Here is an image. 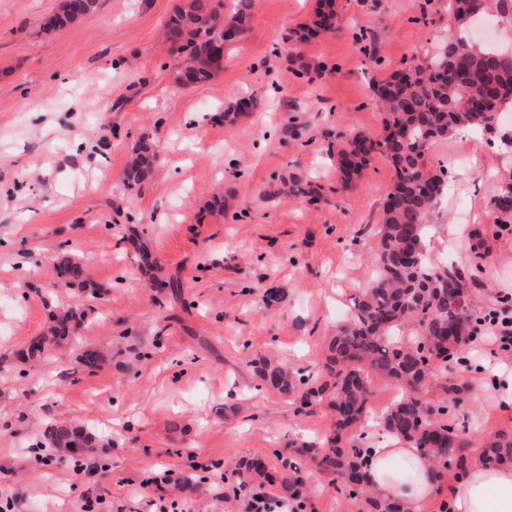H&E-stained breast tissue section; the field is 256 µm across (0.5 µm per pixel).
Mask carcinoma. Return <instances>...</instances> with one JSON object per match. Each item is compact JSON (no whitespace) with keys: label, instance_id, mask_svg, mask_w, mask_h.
<instances>
[{"label":"carcinoma","instance_id":"1","mask_svg":"<svg viewBox=\"0 0 512 512\" xmlns=\"http://www.w3.org/2000/svg\"><path fill=\"white\" fill-rule=\"evenodd\" d=\"M98 0H58L50 26L63 28L97 9ZM251 0H235L228 12L212 0H183L165 23V36L173 51L184 55L179 79L204 82L223 70L225 50L234 41L224 31L242 33L249 21ZM512 9V0H452L450 27L464 14L480 18L500 17ZM333 0H320L310 24L297 35L302 41L312 34L335 28ZM375 100L385 113L386 135L374 140L356 135L336 146V163L346 182L358 178L375 153L392 163L396 179L386 195L383 222L376 245L375 269L365 288L353 298L354 313L336 329L329 342L330 381L313 374L296 372L278 361L262 357L254 373L267 389L296 395L298 411L307 412L323 402L336 413V429L327 438V449L302 442L291 443L292 453L312 459L319 470L338 481L351 500L361 499L370 512H406L397 500L371 495L362 469L361 450L345 445L351 429L367 411L369 382L374 375L388 378L402 390V397L387 411L385 430L410 441L437 468H456L462 476L473 457L467 449L460 425L451 412L462 401L464 387L453 381L440 385L442 397L432 402L433 410H421L419 391L431 373L448 364H464V351L477 335L484 316L473 309L471 294L480 285L473 268L433 267L426 258L429 214L448 187V167L429 169L425 152L435 142L464 122L469 129L494 134L500 116L512 112V49L488 50L463 36L450 35L425 60L405 68L402 76L374 87ZM258 98L241 96L232 115L255 112ZM156 160L154 144L142 135L133 147L126 170L129 188L141 186L151 177ZM140 268L161 276L157 256L138 236L129 237ZM54 294L61 301L53 306L47 334L32 342L23 359L35 360L51 347L77 337L84 330V315L78 304L67 301L70 294H99L89 281L81 260L63 254L56 259ZM82 440L83 459L89 460L100 439L85 427L57 422L45 431L54 448L71 451L75 438ZM478 459L487 464L512 466V431H501L480 442ZM236 471L257 475L268 482L279 481L288 493L301 500L306 481L301 467L293 462L286 472L272 475L256 458L241 461Z\"/></svg>","mask_w":512,"mask_h":512}]
</instances>
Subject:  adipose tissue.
<instances>
[{
  "instance_id": "adipose-tissue-1",
  "label": "adipose tissue",
  "mask_w": 512,
  "mask_h": 512,
  "mask_svg": "<svg viewBox=\"0 0 512 512\" xmlns=\"http://www.w3.org/2000/svg\"><path fill=\"white\" fill-rule=\"evenodd\" d=\"M366 479L383 499H395L407 512H422L436 475L421 449L390 433L362 452ZM456 512H512V468L473 462L453 490Z\"/></svg>"
}]
</instances>
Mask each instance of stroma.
<instances>
[{"mask_svg": "<svg viewBox=\"0 0 512 512\" xmlns=\"http://www.w3.org/2000/svg\"><path fill=\"white\" fill-rule=\"evenodd\" d=\"M177 0H99L81 21L52 29L57 0H0V490L14 512H150L141 483L155 471L195 475L192 489L165 492L185 512H241L216 476L223 463L265 459L281 471L289 442L322 441L336 415L296 413L293 397L267 390L252 361L265 356L323 371L327 343L364 288L396 173L383 156L344 183L329 149L364 134L384 136L373 88L449 34L448 0H336L333 33L291 47L319 0H253L247 30L211 80L183 84L163 36ZM258 111L228 122L237 97ZM157 160L141 189L124 171L142 134ZM429 166L451 178L430 214L434 266L480 264L478 309L512 296V234H499L489 205L512 185V149L463 129L434 143ZM320 197L307 202L306 184ZM224 192L231 213L208 202ZM480 230L482 257L469 250ZM154 251L181 299L153 288L127 239ZM78 256L101 289L81 345L44 360L17 354L49 324L53 258ZM286 305L263 304L267 289ZM104 353L100 368L78 362ZM485 338L452 378L467 392L453 416L480 436L512 429V356ZM68 420L106 439L76 472L57 449L36 450L46 428ZM304 512H367L330 476L306 466ZM223 501H216V494Z\"/></svg>", "mask_w": 512, "mask_h": 512, "instance_id": "1", "label": "stroma"}]
</instances>
